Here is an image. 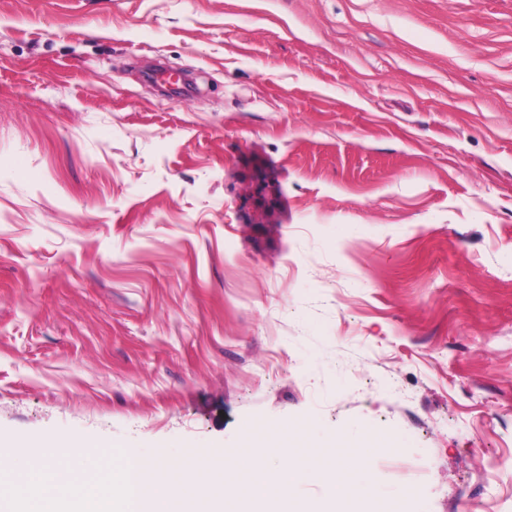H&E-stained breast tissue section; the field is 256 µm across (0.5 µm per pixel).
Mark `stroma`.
I'll return each instance as SVG.
<instances>
[{"instance_id": "35a3bbf8", "label": "stroma", "mask_w": 512, "mask_h": 512, "mask_svg": "<svg viewBox=\"0 0 512 512\" xmlns=\"http://www.w3.org/2000/svg\"><path fill=\"white\" fill-rule=\"evenodd\" d=\"M304 422L512 512V0H0L9 482Z\"/></svg>"}]
</instances>
